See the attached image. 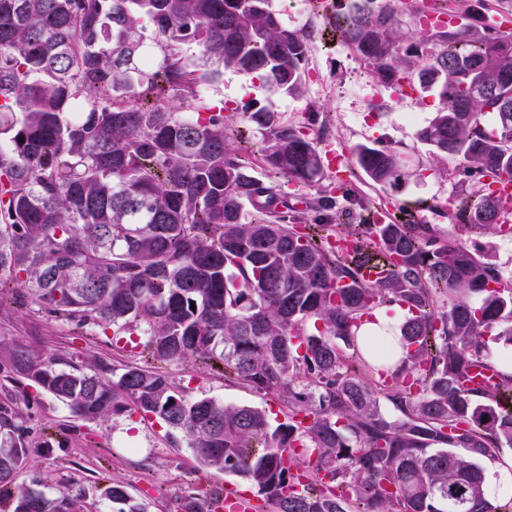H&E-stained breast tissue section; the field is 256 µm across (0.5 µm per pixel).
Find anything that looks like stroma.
I'll return each mask as SVG.
<instances>
[{
    "mask_svg": "<svg viewBox=\"0 0 512 512\" xmlns=\"http://www.w3.org/2000/svg\"><path fill=\"white\" fill-rule=\"evenodd\" d=\"M273 4L285 26L312 38L302 95L275 94L251 76L228 71L220 83L209 87V96L223 101L234 122L243 108L273 106L281 120L304 127L318 147L343 154L351 194L337 204L341 223L369 224L379 210L403 207L415 223L429 225L444 236L453 233L457 218L448 210V202L484 193L488 181L459 175L454 163L434 157L417 139L418 128L427 125L437 110L438 98L419 93L405 96L399 89L378 84L370 66L339 38L321 10L311 6L298 11L294 0H273ZM373 143L401 154L405 179L399 187L374 184L357 167L354 147ZM0 340L65 362L98 366L113 379L126 366L145 362L132 349L136 337H128L127 347L119 349L112 334L101 329L72 330L14 306L0 310ZM165 371L187 398L210 397L251 406L274 425L287 412L276 396L226 381L221 364L205 366L188 360L166 365ZM1 406L26 429L27 462L16 476L17 484L50 498L67 496L87 512H113L99 489L103 473L125 485L133 503L148 512H176L175 493L189 488L204 495L223 490L228 482L241 488L247 485L240 476L200 470L189 448L170 447L165 424L132 409L102 419H82L41 389L0 377Z\"/></svg>",
    "mask_w": 512,
    "mask_h": 512,
    "instance_id": "stroma-1",
    "label": "stroma"
}]
</instances>
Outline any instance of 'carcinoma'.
I'll list each match as a JSON object with an SVG mask.
<instances>
[{
	"label": "carcinoma",
	"instance_id": "carcinoma-1",
	"mask_svg": "<svg viewBox=\"0 0 512 512\" xmlns=\"http://www.w3.org/2000/svg\"><path fill=\"white\" fill-rule=\"evenodd\" d=\"M469 2L434 28L431 4L356 0L336 32L378 83L439 98L417 131L436 157L512 177V32L481 24ZM310 49L272 0H0V308L139 330L154 361L218 362L280 395L288 418L273 426L251 406L190 400L155 368L128 365L111 381L2 340L0 374L85 419L132 404L168 426L171 447L246 478L272 512H512V499H488L484 466L512 448V380L486 340L512 346V289L462 245L497 230L502 200L464 202L447 239L409 220L337 225L336 198L321 194L307 202L321 223L301 232L284 186L321 179L315 142L271 107L249 108L254 163L224 102L199 94L233 70L299 95ZM354 157L372 182L399 184L395 150L360 144ZM333 234L353 250L332 251ZM368 264L388 276L361 280ZM386 304L408 311L397 362L387 340L360 334L361 316ZM310 321L321 323L312 334ZM350 358L392 378L400 416L380 412ZM476 367L495 383L465 385ZM26 460L22 437H0L7 512H73L64 495L13 486ZM101 494L116 512H146L119 483ZM221 499L176 496L180 512Z\"/></svg>",
	"mask_w": 512,
	"mask_h": 512
}]
</instances>
